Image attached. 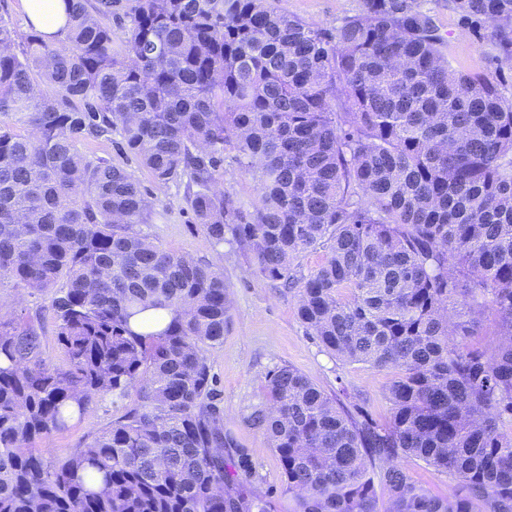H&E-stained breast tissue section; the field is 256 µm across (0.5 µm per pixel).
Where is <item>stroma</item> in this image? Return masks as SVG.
Returning a JSON list of instances; mask_svg holds the SVG:
<instances>
[{"label":"stroma","mask_w":512,"mask_h":512,"mask_svg":"<svg viewBox=\"0 0 512 512\" xmlns=\"http://www.w3.org/2000/svg\"><path fill=\"white\" fill-rule=\"evenodd\" d=\"M287 14L319 26H333L354 14L358 0H278ZM431 11L446 37L445 52L456 70L469 72L489 68L492 45L489 39H476L463 32L449 0H431ZM80 151L88 158H101L131 172L152 206L142 230L162 247L191 257L223 271L230 286L231 306L224 342L209 353L218 379L224 423L239 447L247 449L258 465L256 483L261 493L277 496L280 487L278 459L261 432L246 421L252 405L262 401L265 376L275 367L288 364L301 370L329 396L341 390L361 393L369 401V411L379 422H387L391 406L385 389L395 372L376 370L363 364H346L327 354L307 335L297 316L299 296L257 278L250 256L236 245L212 249L190 206L184 182L158 185L152 174L136 158L122 150L119 137L82 141ZM50 295H29L15 288L11 279L0 280V308L5 313L23 316L41 311L44 352L52 362L62 360L57 344V324L50 309ZM117 411L109 398H101L84 418L54 434L48 458L60 462L92 436L106 430Z\"/></svg>","instance_id":"35a3bbf8"}]
</instances>
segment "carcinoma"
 Instances as JSON below:
<instances>
[{
	"label": "carcinoma",
	"instance_id": "carcinoma-1",
	"mask_svg": "<svg viewBox=\"0 0 512 512\" xmlns=\"http://www.w3.org/2000/svg\"><path fill=\"white\" fill-rule=\"evenodd\" d=\"M65 2V51L0 17V276L53 294L63 353L44 357L40 315L0 316V512H512V0H452L495 51L467 73L425 0H359L326 27L273 0ZM114 133L159 183L187 179L210 247L298 289L327 353L397 370L385 423L360 394L268 372L248 422L278 498L224 428L207 355L224 274L137 229L133 176L78 148ZM226 156L257 176L247 204L213 189ZM148 308L171 321L133 331ZM487 311L489 351L470 342ZM102 396L111 426L48 461L40 444ZM405 467L412 478L436 496H446L454 483L447 475L440 474L421 462H407Z\"/></svg>",
	"mask_w": 512,
	"mask_h": 512
}]
</instances>
